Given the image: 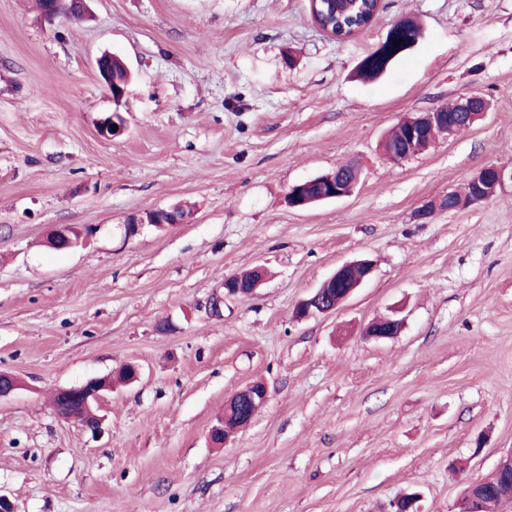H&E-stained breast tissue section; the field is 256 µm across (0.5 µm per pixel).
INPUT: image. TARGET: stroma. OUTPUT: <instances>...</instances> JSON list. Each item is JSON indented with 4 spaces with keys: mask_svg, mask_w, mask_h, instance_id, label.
<instances>
[{
    "mask_svg": "<svg viewBox=\"0 0 512 512\" xmlns=\"http://www.w3.org/2000/svg\"><path fill=\"white\" fill-rule=\"evenodd\" d=\"M423 37L357 77L391 25ZM131 75L113 99L95 60ZM477 94L486 118L399 163L406 114ZM120 113L123 135L99 122ZM351 163L347 198L300 210L289 188ZM512 170V0H382L343 41L308 0H88L45 22L0 0V494L16 512H458L512 456V183L417 219L481 168ZM180 206L185 223L130 218ZM86 228L76 248L48 244ZM375 264L335 314L297 319L336 268ZM257 266V293L224 294ZM224 306L213 314L209 303ZM392 316L401 332L369 339ZM169 321L172 329L159 331ZM137 364L94 435L62 388ZM267 403L227 446L225 401ZM269 392L262 382L249 383L236 391L224 404V417L221 418L210 433V439L215 444L224 446L238 432L240 422L248 417L251 408L258 403L267 402ZM220 439V440H219Z\"/></svg>",
    "mask_w": 512,
    "mask_h": 512,
    "instance_id": "obj_1",
    "label": "stroma"
}]
</instances>
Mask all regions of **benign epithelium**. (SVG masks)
<instances>
[{
	"label": "benign epithelium",
	"mask_w": 512,
	"mask_h": 512,
	"mask_svg": "<svg viewBox=\"0 0 512 512\" xmlns=\"http://www.w3.org/2000/svg\"><path fill=\"white\" fill-rule=\"evenodd\" d=\"M85 11V0L76 3L74 0H54L53 6L43 14L47 21L54 20L63 14L73 21L82 18ZM458 110L467 114L468 121L475 123L482 120L488 113L487 100L478 95H470L457 101ZM118 130H113V126ZM398 126L406 132L403 143L393 146L387 141H382V150L392 156L394 161L401 162L423 152V146H432L437 141L448 137V117L443 112V107H436L419 115H408L398 121ZM125 131V123L118 121L113 116H108L98 125L99 136L112 139L120 136ZM512 181V173L506 174L505 170L495 165L483 167L476 175L470 178L473 185V193L469 198V204H477L491 198L497 189L501 188L506 180ZM318 180L328 184V189L321 197V201L329 202L340 200L352 194L356 187V181L349 182L332 171L318 176ZM155 217L143 216L130 220L128 230L133 232L139 224H179L181 219L174 209H155ZM83 236V230L76 226H63L55 230L50 244L55 249H67L76 245ZM373 273V265L368 260L347 263L334 271L322 281L315 291L305 299L298 310L300 317L308 318L317 315H326L336 311ZM263 278L253 281L249 287L243 288L235 281L233 276L224 278V295L234 298H245L255 294L261 285ZM402 327V323L396 319H381L370 323L366 329V335L375 339H386L396 336ZM112 388V382L107 379H89L82 385L61 390L62 401L67 403L64 408H57L58 416L66 420H79L82 413L94 415V422L88 426L91 431L99 427L97 411L103 397V392ZM269 392L262 382L249 383L236 391L224 404V417L221 418L210 433V439L215 444H226L238 432L240 422L248 417L251 408L257 404L267 402Z\"/></svg>",
	"instance_id": "1"
}]
</instances>
